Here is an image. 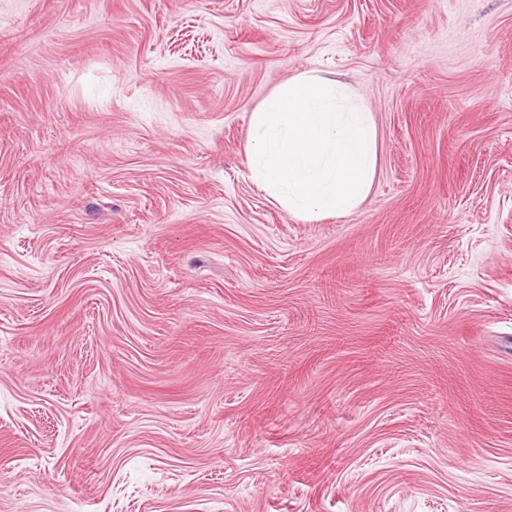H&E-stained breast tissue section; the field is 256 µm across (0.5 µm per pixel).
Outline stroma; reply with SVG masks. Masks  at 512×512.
I'll return each instance as SVG.
<instances>
[{
    "instance_id": "obj_1",
    "label": "stroma",
    "mask_w": 512,
    "mask_h": 512,
    "mask_svg": "<svg viewBox=\"0 0 512 512\" xmlns=\"http://www.w3.org/2000/svg\"><path fill=\"white\" fill-rule=\"evenodd\" d=\"M303 72L376 135L313 222ZM0 512H512V0H0Z\"/></svg>"
}]
</instances>
